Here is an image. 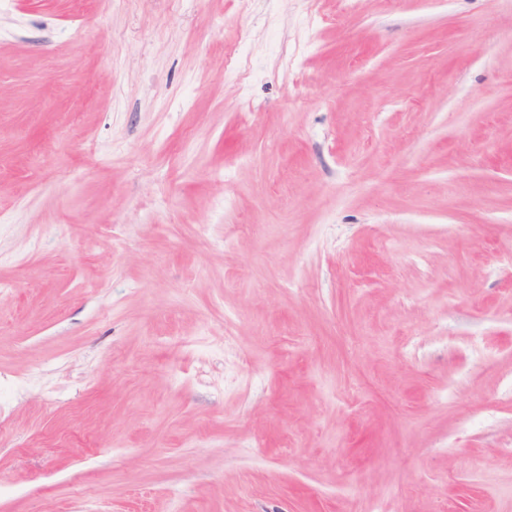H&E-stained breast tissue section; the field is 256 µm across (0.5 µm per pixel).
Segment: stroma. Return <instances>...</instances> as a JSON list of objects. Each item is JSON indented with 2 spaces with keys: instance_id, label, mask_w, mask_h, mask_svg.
Segmentation results:
<instances>
[{
  "instance_id": "35a3bbf8",
  "label": "stroma",
  "mask_w": 512,
  "mask_h": 512,
  "mask_svg": "<svg viewBox=\"0 0 512 512\" xmlns=\"http://www.w3.org/2000/svg\"><path fill=\"white\" fill-rule=\"evenodd\" d=\"M0 512H512V0H5Z\"/></svg>"
}]
</instances>
